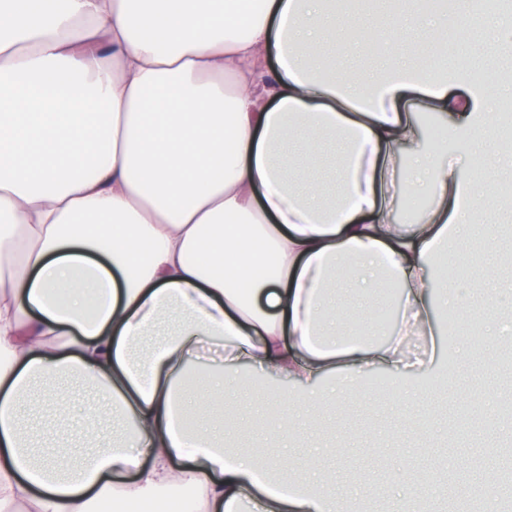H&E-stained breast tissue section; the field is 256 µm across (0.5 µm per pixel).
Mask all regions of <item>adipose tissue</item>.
Masks as SVG:
<instances>
[{
	"label": "adipose tissue",
	"instance_id": "1",
	"mask_svg": "<svg viewBox=\"0 0 512 512\" xmlns=\"http://www.w3.org/2000/svg\"><path fill=\"white\" fill-rule=\"evenodd\" d=\"M470 8L433 0L391 30L352 13L382 70L351 84L315 66L342 0H0V512H123L183 484L201 512H352L281 449H226L183 398L243 360L287 376V438L329 391L399 363L407 336H433L441 247L477 207L490 235L502 211L493 180L452 162L424 157L418 180L396 167L423 110L452 117L458 155L500 134L477 71L416 62L447 51L422 34ZM411 194L431 205L397 223ZM387 280L400 331L341 335L332 285ZM68 378L133 431L62 419L25 452L32 391Z\"/></svg>",
	"mask_w": 512,
	"mask_h": 512
}]
</instances>
